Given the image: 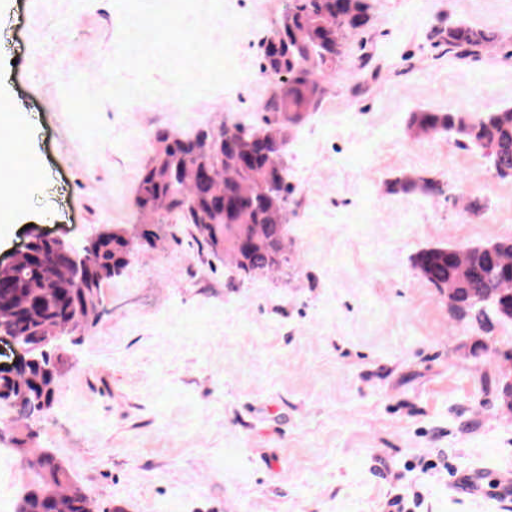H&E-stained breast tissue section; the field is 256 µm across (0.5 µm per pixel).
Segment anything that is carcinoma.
<instances>
[{
    "label": "carcinoma",
    "instance_id": "obj_1",
    "mask_svg": "<svg viewBox=\"0 0 512 512\" xmlns=\"http://www.w3.org/2000/svg\"><path fill=\"white\" fill-rule=\"evenodd\" d=\"M367 9L365 0H346L341 12L336 11V0H299L297 10L282 17L263 48V73L277 81V85L263 106L270 117L262 135L272 140L282 138L280 117L292 112L298 118L316 103L320 87L312 76L336 65L344 35L363 25L360 17L366 15ZM494 39V33L488 29L461 24L448 29L444 41L452 48L476 52ZM228 124L234 132L224 131L228 135L224 149L208 156L215 168L212 191L249 197L247 209L236 213L212 212L202 197L195 200L193 208L182 207L183 200L194 193L196 161L186 158L177 145L156 147L135 194L147 197L152 213L164 210L178 214L185 223L201 231L208 245L218 240L228 241L224 249L234 255L243 272L269 270L276 266L270 258V249L281 244L285 234L290 189L281 177L278 192L269 195L262 192L261 184L267 174L278 168L280 155L260 156L250 170L241 169L235 141L250 139L255 132L231 118ZM411 126L424 133L444 131L450 136H462L464 142L460 146L485 149L494 173L502 179H512V107L494 111H420L413 113ZM134 249L130 241L119 239L116 246L105 244L92 254L90 264L102 269L104 276L73 289L76 321L97 315L102 303V284L120 274ZM503 260H512L511 241L464 252L455 245L428 248L419 252L414 262L429 283L447 289L448 297L460 303L455 308L460 316L476 311L480 316L475 321L480 323L491 312L512 321V288H503L492 279L472 281L465 271L477 264L496 268ZM53 317L51 305L44 304L27 331L32 336L46 331ZM25 490L30 492L27 512H45L48 508L53 512H81V491L72 486L65 470L51 466L36 475Z\"/></svg>",
    "mask_w": 512,
    "mask_h": 512
}]
</instances>
